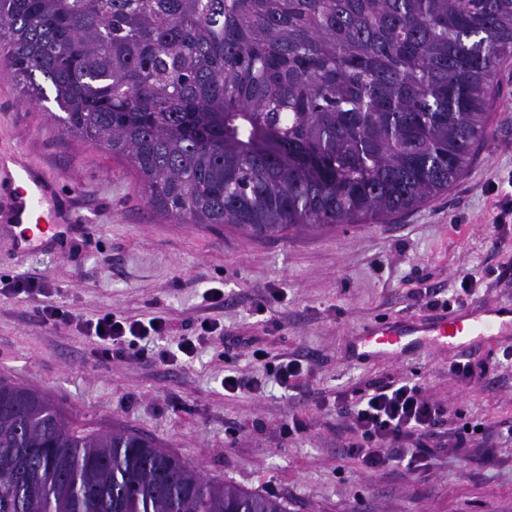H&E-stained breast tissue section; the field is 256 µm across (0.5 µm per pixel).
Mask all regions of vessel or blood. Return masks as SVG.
Here are the masks:
<instances>
[{
  "label": "vessel or blood",
  "mask_w": 512,
  "mask_h": 512,
  "mask_svg": "<svg viewBox=\"0 0 512 512\" xmlns=\"http://www.w3.org/2000/svg\"><path fill=\"white\" fill-rule=\"evenodd\" d=\"M52 177L27 163L20 153H0V214L15 228L17 252L34 255L62 250L65 225L55 223L48 207ZM512 340V302H472L430 319L416 316L372 321L358 335L362 357L395 359L422 348L461 353L494 348Z\"/></svg>",
  "instance_id": "obj_1"
}]
</instances>
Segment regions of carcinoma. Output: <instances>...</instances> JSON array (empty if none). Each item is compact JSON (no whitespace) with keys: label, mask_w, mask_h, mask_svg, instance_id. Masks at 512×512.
Segmentation results:
<instances>
[{"label":"carcinoma","mask_w":512,"mask_h":512,"mask_svg":"<svg viewBox=\"0 0 512 512\" xmlns=\"http://www.w3.org/2000/svg\"><path fill=\"white\" fill-rule=\"evenodd\" d=\"M0 62L176 224H385L490 135L512 0H0ZM0 512H288L0 378Z\"/></svg>","instance_id":"carcinoma-1"}]
</instances>
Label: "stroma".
I'll return each mask as SVG.
<instances>
[{
	"label": "stroma",
	"instance_id": "1",
	"mask_svg": "<svg viewBox=\"0 0 512 512\" xmlns=\"http://www.w3.org/2000/svg\"><path fill=\"white\" fill-rule=\"evenodd\" d=\"M492 136L448 192L386 224H331L253 239L218 224H175L145 200L130 168L98 146L65 137L49 110L27 102L0 70V151L22 150L54 179L57 212L78 203L87 216L70 253L23 256L0 234V276L45 277L72 311L160 316L170 333L159 351L127 361L97 357L96 343L63 324H45L37 302L0 295V376L42 390L88 432L132 429L196 464L208 478L284 499L289 512H512V443L482 459L432 460L416 472L364 471L337 439L342 420L322 398L368 382L411 378L448 407L456 425L501 430L512 425V361L484 353L485 378L448 374L449 356L420 354L368 362L353 351L356 333L380 318L419 315V289L442 299L474 274V301H512L497 268L512 261V65L497 76ZM222 285L224 302L204 309L206 288ZM278 291L267 301L266 289ZM266 301V312L255 305ZM225 334L257 336L271 354L306 356L307 383L268 385L225 395V369L250 378L248 353L236 361L207 349L192 361H163L160 350L193 335L200 313ZM307 432L282 437L289 416Z\"/></svg>",
	"mask_w": 512,
	"mask_h": 512
}]
</instances>
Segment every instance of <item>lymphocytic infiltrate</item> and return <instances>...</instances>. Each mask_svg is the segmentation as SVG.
Here are the masks:
<instances>
[{
  "label": "lymphocytic infiltrate",
  "mask_w": 512,
  "mask_h": 512,
  "mask_svg": "<svg viewBox=\"0 0 512 512\" xmlns=\"http://www.w3.org/2000/svg\"><path fill=\"white\" fill-rule=\"evenodd\" d=\"M0 293L39 297L36 313L43 323H65L82 335L95 337L100 345L99 354L106 359L128 356L137 342L152 341L169 330L161 317L145 320L112 312L96 318L84 317L52 301L50 291L39 277L0 278ZM229 341L232 348L250 349L253 360L263 363L266 377L247 380L225 375V392L260 391L269 382L284 389L299 388L305 372L301 356L285 354L272 363L262 350L253 348L251 340L237 336ZM336 409L346 419L350 456L368 471L401 463L413 472L424 461L448 454L465 455L470 449L494 445L493 433L449 427L447 406L429 394L422 383L411 379L372 382L356 398L337 397Z\"/></svg>",
  "instance_id": "1"
}]
</instances>
